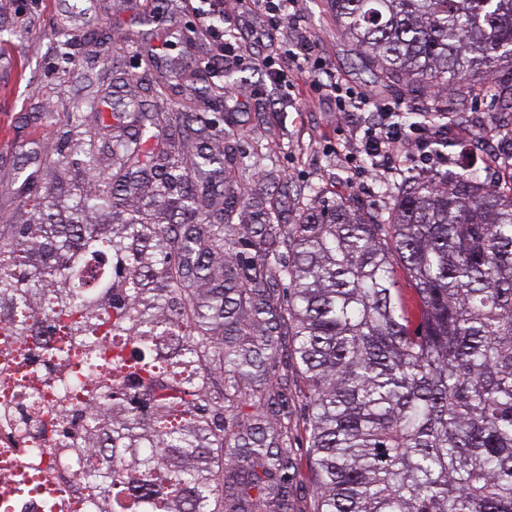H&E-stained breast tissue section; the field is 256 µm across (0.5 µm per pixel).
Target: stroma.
<instances>
[{
    "instance_id": "35a3bbf8",
    "label": "stroma",
    "mask_w": 512,
    "mask_h": 512,
    "mask_svg": "<svg viewBox=\"0 0 512 512\" xmlns=\"http://www.w3.org/2000/svg\"><path fill=\"white\" fill-rule=\"evenodd\" d=\"M263 16L224 0L223 28L231 42L247 43L241 57L216 54L212 33L199 26L187 0H0V224L29 217L28 196L74 200L94 194L112 172V137L119 114L114 100L135 97L149 112H199L209 120L207 145L225 146L224 132L238 131L242 152L275 156L273 169L241 184L245 223L256 221L255 204L277 201L292 223L296 198L347 201L367 211L384 202V186L405 175H456L470 171L501 191L512 190V167L501 157L512 147L497 141L487 150L483 131L512 126L499 114L480 82L465 93L438 89L448 110L436 125L447 142V163L423 165L416 141L389 156L359 153L369 112H342L329 95L313 93L312 76L291 71L293 98L283 101L255 61L303 38L345 90L372 93L399 112L426 108L425 91L384 85L361 62L351 41L336 30L324 0H297L294 20L275 37L258 39ZM238 82L228 87L225 73ZM94 169L84 165L86 157ZM31 174L30 184L18 171Z\"/></svg>"
}]
</instances>
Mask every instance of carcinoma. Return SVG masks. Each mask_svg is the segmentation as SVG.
<instances>
[{"label": "carcinoma", "mask_w": 512, "mask_h": 512, "mask_svg": "<svg viewBox=\"0 0 512 512\" xmlns=\"http://www.w3.org/2000/svg\"><path fill=\"white\" fill-rule=\"evenodd\" d=\"M326 3L386 82L480 78L512 112L495 79L512 0ZM120 107L139 128L116 137L93 197H34L26 223L0 224V409L24 436L76 431L27 462L0 450V512H295L269 375L286 345L309 402L312 512H512V193L411 177L373 213L324 201L240 224L235 187L262 156L156 154L148 127L166 118ZM149 169L158 208L88 221Z\"/></svg>", "instance_id": "obj_1"}]
</instances>
